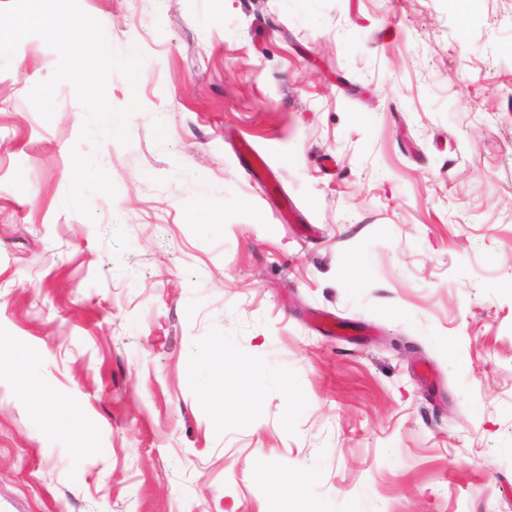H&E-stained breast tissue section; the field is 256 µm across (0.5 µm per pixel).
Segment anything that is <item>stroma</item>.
I'll use <instances>...</instances> for the list:
<instances>
[{
  "instance_id": "35a3bbf8",
  "label": "stroma",
  "mask_w": 512,
  "mask_h": 512,
  "mask_svg": "<svg viewBox=\"0 0 512 512\" xmlns=\"http://www.w3.org/2000/svg\"><path fill=\"white\" fill-rule=\"evenodd\" d=\"M80 5L142 109L0 70V512H512V0Z\"/></svg>"
}]
</instances>
